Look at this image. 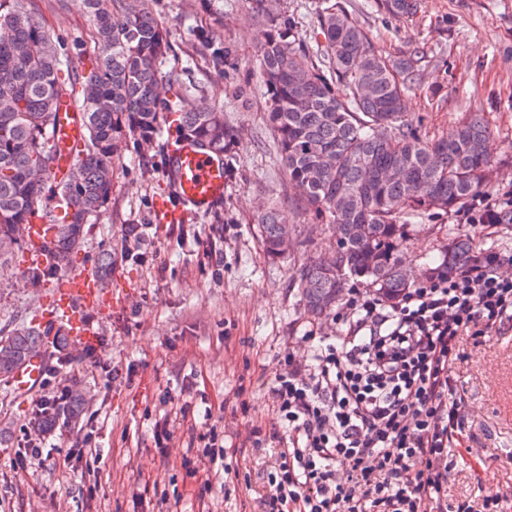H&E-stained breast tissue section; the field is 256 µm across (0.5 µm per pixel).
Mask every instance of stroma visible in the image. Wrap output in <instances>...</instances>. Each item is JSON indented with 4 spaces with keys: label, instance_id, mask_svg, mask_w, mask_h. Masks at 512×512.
I'll use <instances>...</instances> for the list:
<instances>
[{
    "label": "stroma",
    "instance_id": "35a3bbf8",
    "mask_svg": "<svg viewBox=\"0 0 512 512\" xmlns=\"http://www.w3.org/2000/svg\"><path fill=\"white\" fill-rule=\"evenodd\" d=\"M225 38L234 41L238 63L226 76L210 71L193 27L203 24L194 0H160L170 30L172 65L196 95L224 89V114L239 130L234 175L221 204L176 226L152 221L164 194L161 149L141 155L130 149L119 165L112 198L91 225L77 267L93 268L99 253L115 264L112 303L86 309L98 328L96 344L70 345L50 362L62 389L86 394L81 429L60 426L34 432L26 413L34 395L0 402V419L11 420L0 444V512H262L278 444L253 447L251 431L280 428L268 387L284 355L305 360L310 336L335 337L346 327L334 318L305 314L294 272L316 259L320 247L293 244L272 260L263 252L257 208L273 202L287 223L307 224L300 200L279 167L265 100L253 67L259 23L249 0H223ZM351 19L376 47L396 58L413 48L424 55L421 75L406 97V116L427 137L444 135L469 112L483 113L493 132L496 173L486 197L512 196V0H422L412 16L381 12L376 0H342ZM142 239L127 248L130 228ZM448 237L433 221L416 223L403 258L415 271L432 266ZM224 253L223 265L205 254ZM25 254L0 272V319H31L58 286L27 287L18 272ZM464 354L452 372L462 396L464 445L448 454V512L501 493L500 512H512V329L482 343L463 337ZM246 389L247 410L235 409ZM191 401L197 421L224 438V483L205 500L197 493L208 466L189 445L188 426L173 411ZM103 455L87 468L85 436ZM47 453L27 465L14 457L26 441Z\"/></svg>",
    "mask_w": 512,
    "mask_h": 512
}]
</instances>
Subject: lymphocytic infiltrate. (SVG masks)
<instances>
[{"label": "lymphocytic infiltrate", "mask_w": 512, "mask_h": 512, "mask_svg": "<svg viewBox=\"0 0 512 512\" xmlns=\"http://www.w3.org/2000/svg\"><path fill=\"white\" fill-rule=\"evenodd\" d=\"M506 261L512 250L496 251L391 302L349 289L346 333L318 339L309 364L284 356L269 396L288 434L263 512H448L462 402L452 368L462 337L512 325Z\"/></svg>", "instance_id": "1"}]
</instances>
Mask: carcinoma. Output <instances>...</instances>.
I'll list each match as a JSON object with an SVG mask.
<instances>
[{
  "instance_id": "1",
  "label": "carcinoma",
  "mask_w": 512,
  "mask_h": 512,
  "mask_svg": "<svg viewBox=\"0 0 512 512\" xmlns=\"http://www.w3.org/2000/svg\"><path fill=\"white\" fill-rule=\"evenodd\" d=\"M69 0H0V269L24 247L26 225L56 208L64 220L43 245L46 262L22 278L40 288L66 272L85 227L112 198L117 164L129 145L151 147L164 135L190 139L224 154V177L233 170L237 130L224 118L221 90L193 98L180 71L162 69L170 35L156 0H81L79 50L52 34V19ZM256 4L261 40L254 62L266 89V119L279 166L299 191L315 223L300 225L307 243L331 232V256L297 270L296 285L307 315L316 320L336 309L352 283L394 300L414 286L401 252L412 223L465 212L492 179L491 130L478 112L452 133L425 139L405 118L404 101L423 53L415 48L389 59L375 47L345 7L333 4L317 16L309 45L298 21ZM388 14L417 13L420 0H377ZM196 41L216 74L235 63V44L202 26ZM81 114L84 149L66 170H52V129L67 103ZM393 169L403 171L392 179ZM265 253L281 256L287 234L275 206L257 216ZM478 257L477 242L448 225V246L434 274ZM112 252L97 257L102 285L112 275ZM66 337L49 338L32 322L0 327V383L10 382L27 360L47 356ZM84 395L29 424L46 428L82 420Z\"/></svg>"
}]
</instances>
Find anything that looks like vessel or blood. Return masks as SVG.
I'll list each match as a JSON object with an SVG mask.
<instances>
[{"label": "vessel or blood", "instance_id": "vessel-or-blood-1", "mask_svg": "<svg viewBox=\"0 0 512 512\" xmlns=\"http://www.w3.org/2000/svg\"><path fill=\"white\" fill-rule=\"evenodd\" d=\"M81 124L74 111L61 113L55 132L60 149L52 161L54 169L69 167L75 160V150L81 141ZM176 184V196L159 197L153 210L157 224L177 225L184 223L190 214L213 207L224 197V157L198 146L190 140L176 145L170 154L165 170ZM50 229L40 221H33L27 228V256L34 263L43 262L42 241L49 237ZM97 278L89 271L80 270L67 274L62 288L57 289L49 300L46 314L47 326L62 328L75 344L91 345L96 332L84 318L85 308L105 304ZM45 374V361L33 359L12 378L10 386L17 392H29L41 385Z\"/></svg>", "mask_w": 512, "mask_h": 512}]
</instances>
